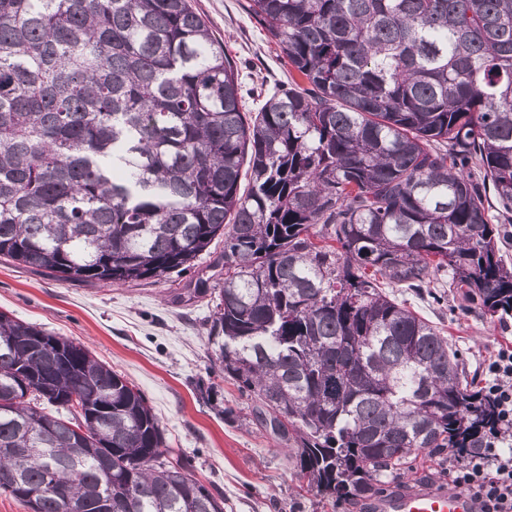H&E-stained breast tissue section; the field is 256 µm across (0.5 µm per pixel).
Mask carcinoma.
I'll list each match as a JSON object with an SVG mask.
<instances>
[{
	"instance_id": "cac0c4a2",
	"label": "carcinoma",
	"mask_w": 512,
	"mask_h": 512,
	"mask_svg": "<svg viewBox=\"0 0 512 512\" xmlns=\"http://www.w3.org/2000/svg\"><path fill=\"white\" fill-rule=\"evenodd\" d=\"M245 10L288 63L253 116L189 0H0V258L120 285L224 238L222 285L200 291L214 371L308 489L356 503L498 430L441 329L389 289L512 313L486 207L490 188L512 212V0ZM37 336L64 358L23 347ZM1 400L0 492L29 512L108 484L112 512H224L140 390L6 312Z\"/></svg>"
}]
</instances>
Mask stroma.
I'll return each mask as SVG.
<instances>
[{
    "instance_id": "stroma-1",
    "label": "stroma",
    "mask_w": 512,
    "mask_h": 512,
    "mask_svg": "<svg viewBox=\"0 0 512 512\" xmlns=\"http://www.w3.org/2000/svg\"><path fill=\"white\" fill-rule=\"evenodd\" d=\"M243 2L190 0L240 68L245 109L254 113L268 89L286 85L288 67ZM223 250L218 240L192 269L168 280L112 287L61 282L0 261V311L82 343L136 385L171 448L189 459L193 476L223 492L224 512H354L301 491L300 476L287 467L274 439L240 422L247 399L214 374L207 344L211 306L189 294L198 278L214 274ZM394 295L443 330L475 377H483L485 361L499 349H512V316L485 319L453 297L440 308L424 292L398 288ZM227 407L237 419L224 417Z\"/></svg>"
}]
</instances>
